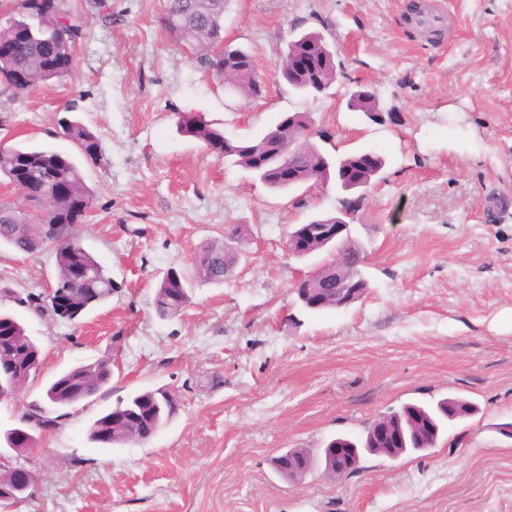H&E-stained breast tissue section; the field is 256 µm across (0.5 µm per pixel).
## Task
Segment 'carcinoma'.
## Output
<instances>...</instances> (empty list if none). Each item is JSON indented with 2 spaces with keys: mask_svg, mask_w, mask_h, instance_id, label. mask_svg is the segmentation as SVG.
Masks as SVG:
<instances>
[{
  "mask_svg": "<svg viewBox=\"0 0 512 512\" xmlns=\"http://www.w3.org/2000/svg\"><path fill=\"white\" fill-rule=\"evenodd\" d=\"M230 0H168L167 11L161 24L170 38L192 48L197 65L219 84H224V69L232 74V92L244 98L261 94L262 83L258 80L256 66L250 52L228 47L224 56L210 55V47L224 40V13ZM0 12L7 18L0 22V45L10 48L0 56V73L6 74L5 88L14 95H21L37 84L61 82L71 74L77 48L85 32L64 0H37L26 11L12 7V0H0ZM308 50L322 61L320 70L325 83L331 84L336 77L335 60L328 56L329 46L323 35L317 32L301 34ZM281 77L297 93L309 96L308 80L295 76L282 64ZM348 107L370 116L379 111L376 93L358 89L350 93ZM312 122L307 112H294L282 116L279 122L262 136L238 139L230 159L248 172L263 169L262 182L273 190L286 186L275 175L279 160L287 155L292 142H298L300 151L290 160L298 185L310 188L324 184L329 179L323 166L326 152L313 141L314 135L306 133ZM57 125L63 137L69 140L80 156L88 163L97 164L103 158L99 135L79 120L61 117ZM179 130L204 146L224 142V130L213 126L201 116H184ZM25 163L29 167V189L34 198H43L40 222H30L29 216L10 206L0 205V247L16 252L32 254L49 250L55 256L58 279L53 291L65 292L70 305L64 311H51L61 319L72 321L88 307L99 304L112 296L116 285L109 271L83 244L77 225L85 222L88 214L84 209L93 205L94 192L84 181L83 173L75 159L50 148H13L0 151V174L15 165ZM66 183L74 195L55 200L52 191L58 184ZM336 216L318 215L305 224H297L288 234V240H296L314 224H334ZM238 228L231 226L224 233V243L206 246L191 260L189 268H171L156 287L153 307L162 318L174 317L191 303V290L196 283L222 284L233 275L240 248ZM324 250L333 251L341 259L320 266L307 277L296 282L292 290L308 288L322 301L321 309H336L360 299L369 288L364 268L367 265V248L356 237L330 242L318 236L311 238L307 251L294 253L299 259L312 257ZM79 267L84 277L72 279L69 272ZM355 288L352 296H338L329 291L336 285V275ZM41 363V349L27 334L24 325L16 320L6 332L0 333V368L10 373L9 383L24 387ZM112 379L108 359L75 365L57 375L44 390V403H32L24 407L18 416L23 424L31 420L45 428L57 424L60 416L56 409L96 395ZM177 400L162 389L137 392L117 401L110 411L95 419L88 428L89 442L100 447L123 446L132 442H146L152 438L176 413ZM476 408L469 402L447 397L434 405L409 403L398 410L384 414L406 437L405 448L388 450L375 440L372 428H367L362 444L338 437L330 440L329 448H350L360 456L359 448L370 453L397 458L409 451H426L437 447L445 423L451 414L463 419L472 416ZM288 462L295 468L313 466V458L302 448H290L285 452Z\"/></svg>",
  "mask_w": 512,
  "mask_h": 512,
  "instance_id": "carcinoma-1",
  "label": "carcinoma"
}]
</instances>
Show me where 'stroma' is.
<instances>
[{
	"label": "stroma",
	"mask_w": 512,
	"mask_h": 512,
	"mask_svg": "<svg viewBox=\"0 0 512 512\" xmlns=\"http://www.w3.org/2000/svg\"><path fill=\"white\" fill-rule=\"evenodd\" d=\"M426 2L439 36L408 23L410 0H230L224 38L252 53L265 83L242 99L170 41L167 0H107L109 24L87 0H65L87 22L74 70L18 98L0 90V140L72 152L56 124L67 114L98 133L103 161L81 165L95 193L81 236L117 289L75 320L36 316L23 299L55 285L54 255L0 249V310L43 357L19 399L0 401V435L74 365L111 359L112 382L13 458L37 477L13 512H512L501 430L512 423V0ZM293 31L320 32L335 54L323 96L279 75ZM359 85L391 121L348 109ZM293 112L330 133L333 155L384 156L361 197L332 181L271 191L178 128L197 114L255 138ZM353 199L370 286L349 306L306 311L292 286L331 256H290L288 233ZM228 224L241 233L232 277L158 318V281ZM161 387L179 409L149 441H88L118 399ZM446 397L476 412L448 422L436 448L366 453L348 477L325 474L331 439L361 440L383 413ZM291 448L315 457L299 481L271 463Z\"/></svg>",
	"instance_id": "35a3bbf8"
}]
</instances>
